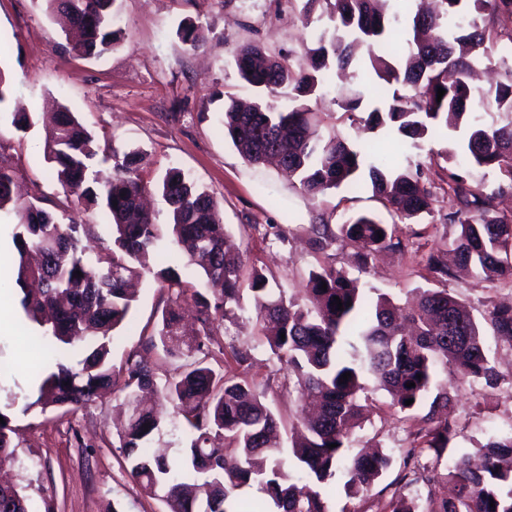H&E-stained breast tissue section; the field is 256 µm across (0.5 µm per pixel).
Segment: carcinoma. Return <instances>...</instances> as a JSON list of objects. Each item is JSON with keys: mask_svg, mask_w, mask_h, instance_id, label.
<instances>
[{"mask_svg": "<svg viewBox=\"0 0 512 512\" xmlns=\"http://www.w3.org/2000/svg\"><path fill=\"white\" fill-rule=\"evenodd\" d=\"M51 11L69 15L78 39L71 52L100 57L118 41L114 29L116 0H45ZM389 0H302L301 14L310 26L328 18L315 46L305 49L310 67L293 52L271 56L252 44L241 47L236 63L241 77L261 90L288 89L289 105L277 108L257 103L244 111L232 101L224 107V137L250 164L279 156L282 174L319 197L347 185L363 186L369 179L373 195L391 214L402 219L431 211L432 198L421 182L420 168L368 164L364 150L338 134L325 135L307 104L336 78L357 77L361 60L355 51L368 49L367 69L384 82L385 94L363 119L362 130L389 128L417 139L441 125L464 129L463 161L451 149L441 152L448 162V194L455 207L448 223L459 226L453 241L459 263L485 280L512 277V216L495 210V195L512 192V64L487 88L471 82L472 73L502 43L512 45V0H438L439 10H417L403 19L389 14ZM411 30L405 64L383 49ZM191 49L202 46L192 25L179 29ZM444 89L437 99L438 89ZM362 83L342 100L347 112H360ZM479 102L508 117L500 126L485 125L470 109ZM95 136L64 109L55 113V133L44 153L64 189L89 207H100L112 226V244L95 259L85 257L84 241L95 237V225L60 223L39 206L34 196L22 201L15 192L13 168L0 161V212L18 216L12 239L19 256L15 282L22 292L25 315L48 326L44 337L72 345L93 337L81 367L60 361L37 387L35 403L42 410L78 407L96 401L110 389L123 393L130 407L121 435L129 475L166 512H235L236 491L258 484L280 512H330L325 485L340 472L349 497L363 502L361 512H512V433L495 436L478 449L483 463L474 467L466 454L458 457L443 478L451 494L433 491L436 465L448 449L454 429L442 417L451 396L439 372L457 379L497 383L485 351L483 324L495 335L512 340V306L495 307L485 321L475 318L461 299L446 289H427L405 309L386 296L363 293L345 272L324 265L309 272L303 301L288 299L283 289L268 287V279L251 270L249 291L257 311L260 341L296 377L305 400L318 411L300 419L303 428L283 456L280 421L241 370L248 351L225 344L213 333L216 321L240 306L243 254L225 247L226 231L217 219V201L205 188L186 180L175 167L167 169L157 190L169 206L171 222L157 224L142 207L147 185L138 174L142 154L112 150V177L102 179L92 169L99 154ZM481 169L495 173L497 187L485 192ZM310 241L323 249L339 240L350 246L365 267L379 253L399 248L395 229L368 214H359L334 228L319 221L309 225ZM187 246L179 265L152 266L150 259L165 240ZM426 265L433 278L448 280L445 253H429ZM82 272L77 276L76 272ZM150 273L171 292L156 334L147 344L161 346L170 357L197 353L200 358L166 380L161 401L141 405L137 393L157 386L148 363L128 353L119 374L110 361L114 333L124 325L135 302L129 283ZM327 289H321L322 285ZM190 295L198 314L195 327L183 324L180 300ZM339 297L343 309L333 305ZM351 377L342 382L343 374ZM415 386L409 388L407 384ZM385 391L390 405L401 412L426 407L417 440L401 449L402 474L390 496L372 493L391 466L382 448L352 453L354 431L362 418L361 393L368 386ZM411 399L413 403L405 404ZM175 418H170L167 406ZM0 466L15 461L8 415L0 412ZM177 422L185 434L183 457L170 459L146 451L153 436ZM0 512H29L22 488L0 486Z\"/></svg>", "mask_w": 512, "mask_h": 512, "instance_id": "carcinoma-1", "label": "carcinoma"}]
</instances>
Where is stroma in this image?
Instances as JSON below:
<instances>
[{
    "label": "stroma",
    "instance_id": "obj_1",
    "mask_svg": "<svg viewBox=\"0 0 512 512\" xmlns=\"http://www.w3.org/2000/svg\"><path fill=\"white\" fill-rule=\"evenodd\" d=\"M116 5L118 43L103 56L80 58L70 54L61 23L45 0H0V73L9 88L7 101L0 105V153L15 171L19 192L42 196L43 208L62 223L95 225L90 248L110 244L108 219L67 194L44 160L50 114L63 105L97 137L141 149L145 180L178 167L212 193L245 266L263 269L270 285L283 286L287 297L301 298L309 270L328 264L357 279L360 287L401 305L412 299L416 289L441 285L429 273L426 257L459 231L448 221V164L439 156L445 140L408 139L397 149L389 130L357 132L354 118L337 105L347 92L338 81L312 102L327 132L393 152L395 163L421 166L432 211L397 222L368 189L354 194L344 187L316 199L308 196L276 166L246 163L221 131L229 99L287 105V90L260 94L242 80L234 53L248 43L271 54L312 45L316 29L303 25L298 9L278 6L276 0H117ZM185 23L203 32L205 44L200 50H190L181 41L178 28ZM18 112L30 117L26 131L12 124ZM361 212L396 223L402 250L384 252L361 268L344 243L323 251L312 246L309 226L315 217L336 225ZM16 221L15 213L0 212V255L9 259L0 266V313L12 319L11 328L0 332V362L10 367L0 379V411L10 414L16 430V462L7 477L25 487L32 512H164L124 467L118 436L121 416L111 396L72 411H44L35 405L36 368H50L58 360L77 366L85 349L77 346L56 358L48 349L33 345L42 331L20 306L22 293L11 264L16 255L11 236ZM281 230L286 231L287 241L278 239ZM441 286L479 317L498 304L512 302V278L487 281L461 272ZM167 299L153 276L144 275L138 300L112 345L113 370H120L127 353L137 350L146 353L158 377L173 373L177 360L162 348L146 345ZM215 332L250 352L248 378L281 419L283 437H290L298 395L286 387L285 365L257 342L251 296H244L234 314L216 322ZM485 345L499 384L490 388L480 379L449 380L453 400L448 418L456 435L438 472H445L453 458L473 452L489 438L512 432V341L489 332ZM367 396L368 417L356 429L352 447L386 448L393 457L383 477L388 484L399 475L400 451L414 439L420 421L418 416L390 409L383 391L371 389Z\"/></svg>",
    "mask_w": 512,
    "mask_h": 512
}]
</instances>
